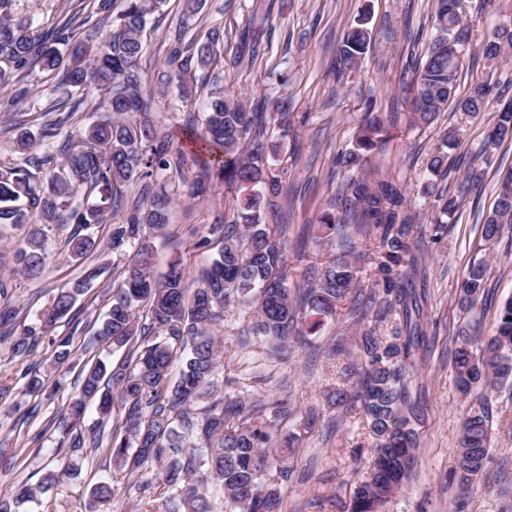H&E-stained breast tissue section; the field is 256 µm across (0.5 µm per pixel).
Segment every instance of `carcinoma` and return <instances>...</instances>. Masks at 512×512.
I'll use <instances>...</instances> for the list:
<instances>
[{
    "label": "carcinoma",
    "instance_id": "carcinoma-1",
    "mask_svg": "<svg viewBox=\"0 0 512 512\" xmlns=\"http://www.w3.org/2000/svg\"><path fill=\"white\" fill-rule=\"evenodd\" d=\"M123 2L112 28L104 32L95 24L77 33L68 23L50 32L34 29L14 19L13 0H0V89L14 87L19 76L39 71L100 113L62 141L57 122L42 124L36 134L16 120L18 160L0 165V224L27 228L24 245L14 251L18 270L27 276L39 275L45 265L40 225H76L68 257L79 263L96 249V241L82 231L115 220L109 239L121 265V280L112 289V306L95 336L126 354L110 365L91 364L80 377L79 398L57 413L67 448L84 453L102 444L100 434L80 428L85 402L98 400L102 427L113 419L118 405L123 415L112 425L107 456L131 476L147 468L156 470L164 486V512H213L211 487L222 492L228 512H283V491L293 468L288 449L273 448L271 443L288 416V398L274 400L267 412L250 396L217 392L215 373L223 346L213 328L224 322L226 309L245 307V331L283 358L292 344H309L324 319L343 309L358 326V336L354 351L344 337L334 338L333 350L346 358L340 380L353 381V386L337 391L338 400L346 411L361 414L371 452L368 471L350 494L347 512H369L380 497L390 502L415 474L419 425L425 419L412 387L430 345L427 297L418 288L425 277L422 257L429 245L443 238L461 203L477 190L485 168L494 163L493 149L512 138V96L505 97L512 80L499 94L504 102L494 100L481 82L473 83L467 96H456L470 33L454 0H436L430 20L433 37L425 60L412 74L411 119L426 127L450 104L472 118L497 104L478 154L457 160L467 171L453 190H447L441 181L448 174L446 148L452 136H443L426 161L416 193L428 215L429 224L423 226L417 223L405 183L368 178L372 154L381 147L386 130L382 116L369 108L352 147L337 158L346 174L336 196L338 213L325 214L321 223L335 231L353 227L376 256L368 268L361 267L351 241L348 253L354 259L329 262L293 296L284 273L287 248L281 225L262 223L263 205H273L284 192L281 176L269 166L265 131L275 122L287 136L288 102L265 99L250 112L243 97L215 85L203 129L184 127L185 142L201 145V152H186L184 142L161 133L150 119V101L143 93L144 33L167 0ZM366 24L364 15L344 35L337 74L356 70L368 53ZM75 42L78 46L65 66L60 47ZM223 43V31L214 29L193 51L174 48L161 83L190 97L197 73L208 69ZM511 49V18L479 45L485 62L493 65ZM203 162L219 166L224 182L237 186L243 195L231 221L208 229L209 234L222 236L223 246L191 290L177 261L169 263L164 274L154 275L149 239L168 228L171 197L145 190L132 201L127 191L134 183L159 177L173 163L182 168ZM52 166L55 171L47 185L33 183L32 170ZM82 189L90 201L75 208L72 196ZM507 228H512V171L502 178L484 222L487 247H494ZM366 273L372 287L362 292L356 285ZM100 275V267L84 266L82 276L58 292L41 323L19 336H12L9 327L16 311L0 310V339L13 337L12 352L19 359L31 356L39 339L70 314L77 297ZM489 278L487 261L474 260L456 293L464 317L452 357L455 381L466 397L479 391L463 417L458 438L455 480L461 490L488 477V397L512 386V297L500 306L495 334L483 335L477 304L492 294ZM386 325L389 331L383 334ZM51 343L54 366L61 368L70 360L72 338L53 337ZM34 495L31 487L0 492V512H16L15 504ZM111 497L108 484H96L90 490V512H102Z\"/></svg>",
    "mask_w": 512,
    "mask_h": 512
}]
</instances>
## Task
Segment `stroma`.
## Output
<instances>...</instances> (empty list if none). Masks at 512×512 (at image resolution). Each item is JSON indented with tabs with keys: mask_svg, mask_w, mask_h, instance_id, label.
<instances>
[{
	"mask_svg": "<svg viewBox=\"0 0 512 512\" xmlns=\"http://www.w3.org/2000/svg\"><path fill=\"white\" fill-rule=\"evenodd\" d=\"M433 6L434 0H203L195 25L184 29L180 0H168L162 14L152 18L141 67L144 90L162 130L177 135L184 125L200 124L198 102L182 101L176 87L161 88L158 74L174 44L193 48L214 27L223 28L224 47L206 81L197 82L199 96H206L211 85L228 84L251 103L268 96L287 101V133L273 126L268 137L277 146L270 163L282 172L289 201L279 213L264 212L263 220L287 227L289 285L302 282L311 266L327 264L340 253L338 241L318 245L304 240L303 233L329 211L342 187L345 176L336 160L351 147L368 105L395 115L387 144L372 159L373 168L409 186L421 181L425 160L443 133L456 135L451 157L480 147L491 113L473 119L446 111L425 128L414 126L410 119L403 87L410 79V62L423 57L428 48ZM462 10L476 47L487 31L512 16V0H463ZM363 16L368 19L371 48L356 71L337 75L334 61L343 36ZM15 17L45 31L66 22L81 31L100 21L102 14L95 0H16ZM28 81L38 89L16 110L31 127L57 119L67 133L91 121L77 97L53 89L37 73ZM494 158L476 194L463 204L447 236L432 245L425 260L428 333L433 342L413 387L427 414L420 429L417 475L390 504L389 512H506L512 506V388L493 392L489 403L493 483H479L462 493L454 481L456 442L468 407L456 387L452 365L454 333L463 317L455 300L456 285L470 261L486 257L495 287L484 320L489 335L496 327L500 304L512 297V233L504 232L493 252L482 251V226L497 199L500 174L512 169V143L504 142ZM163 187L176 201L166 233L151 240L156 271L164 273L168 261L181 259L185 283L193 288L199 270L222 247L220 238L208 236L209 225L231 218L242 193L220 182L215 173L195 166L167 170L152 183L153 190ZM73 231L70 224L45 227L46 265L38 278L18 272L11 258L0 260V308L17 309L15 333H23L59 289L81 276V265L67 259ZM203 235L209 243L201 248L197 241ZM117 278V270H106L78 298L74 318L60 320L51 330L52 335L72 337L74 368L60 373L51 359V343L40 340L32 361L41 380L61 381L54 396L27 394L9 342L0 343V490L37 486L46 474L66 464L77 472L73 481L38 493L17 512H86L90 488L100 481L113 488L107 512L163 510V487L155 473L129 476L106 461L101 451L69 453L61 446L62 428L52 423L78 394L80 366L112 357L94 333L112 304V283ZM244 319L242 308L225 312L219 381L231 394H251L268 403L282 397L291 401L297 416L284 423L283 431L295 434L297 440L285 512H344L355 481L368 468L367 456L355 453L366 431L358 415L336 406L332 394L342 361L323 347L339 332L354 340L355 326L342 318L326 322L315 338L319 353L296 348L283 360L241 335Z\"/></svg>",
	"mask_w": 512,
	"mask_h": 512,
	"instance_id": "1",
	"label": "stroma"
}]
</instances>
